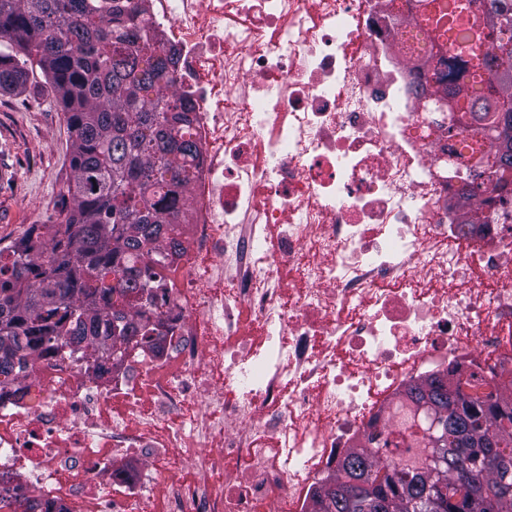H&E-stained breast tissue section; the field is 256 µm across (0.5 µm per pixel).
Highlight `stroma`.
Wrapping results in <instances>:
<instances>
[{"instance_id": "1", "label": "stroma", "mask_w": 512, "mask_h": 512, "mask_svg": "<svg viewBox=\"0 0 512 512\" xmlns=\"http://www.w3.org/2000/svg\"><path fill=\"white\" fill-rule=\"evenodd\" d=\"M70 145L64 114L42 80L0 95V248L52 223L71 176Z\"/></svg>"}]
</instances>
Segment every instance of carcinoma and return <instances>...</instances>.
Here are the masks:
<instances>
[{"instance_id": "obj_1", "label": "carcinoma", "mask_w": 512, "mask_h": 512, "mask_svg": "<svg viewBox=\"0 0 512 512\" xmlns=\"http://www.w3.org/2000/svg\"><path fill=\"white\" fill-rule=\"evenodd\" d=\"M90 0H0V94L38 71L55 95L72 133V177L55 223L33 228L19 243L0 248V386L17 379L28 360L56 344L110 350H162L164 322L144 311L148 283L141 264L150 245L166 235L171 252L180 223L191 139V107L171 89L175 51H165L127 0L109 17ZM436 4L441 16L468 13V24L434 32L439 45L431 82L438 101L463 112L481 139L469 146L475 168L453 171L462 193H500L512 203V183L481 181L491 163L512 162V135L499 126L502 104L512 99V0ZM406 398L418 417L401 421L407 446L384 462L379 453L353 451L310 499V512H512V394H471L448 376L411 386ZM492 442L498 464L477 460ZM465 448L453 463H435L438 448ZM479 485L457 504L438 490L454 491L463 478Z\"/></svg>"}]
</instances>
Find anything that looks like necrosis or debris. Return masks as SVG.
<instances>
[{
	"mask_svg": "<svg viewBox=\"0 0 512 512\" xmlns=\"http://www.w3.org/2000/svg\"><path fill=\"white\" fill-rule=\"evenodd\" d=\"M199 155L166 351L63 345L0 389V495L43 512H307L406 390L512 391V224L461 223L469 129L415 92V0H144ZM220 438L191 484L168 461ZM146 464L132 471L127 457Z\"/></svg>",
	"mask_w": 512,
	"mask_h": 512,
	"instance_id": "4bbe7bcc",
	"label": "necrosis or debris"
}]
</instances>
